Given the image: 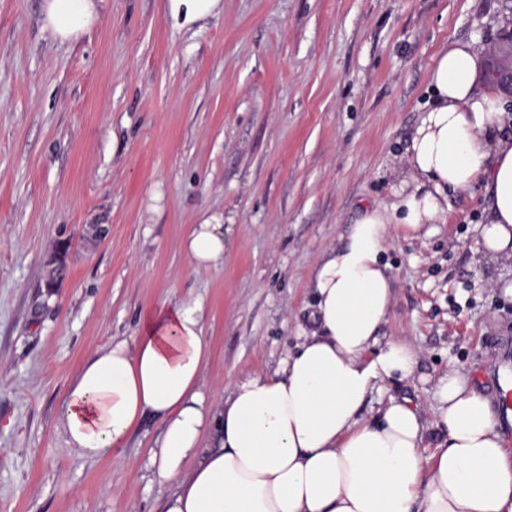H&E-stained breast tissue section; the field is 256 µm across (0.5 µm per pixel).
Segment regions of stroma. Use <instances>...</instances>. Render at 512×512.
<instances>
[{"instance_id": "35a3bbf8", "label": "stroma", "mask_w": 512, "mask_h": 512, "mask_svg": "<svg viewBox=\"0 0 512 512\" xmlns=\"http://www.w3.org/2000/svg\"><path fill=\"white\" fill-rule=\"evenodd\" d=\"M512 29V0H224L175 29L166 0H105L58 43L41 0H0V512H163L145 467L151 420L121 457H77L56 429L87 356L141 313L200 299L210 399L274 373L314 327V264L367 204L396 201L405 148L448 42ZM481 191L448 221L397 231L381 341L411 344L415 374L368 396L416 405L436 447L448 371L485 394L512 299L477 244ZM224 226V265L194 270L193 225Z\"/></svg>"}]
</instances>
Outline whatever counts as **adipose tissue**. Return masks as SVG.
Listing matches in <instances>:
<instances>
[{
  "label": "adipose tissue",
  "mask_w": 512,
  "mask_h": 512,
  "mask_svg": "<svg viewBox=\"0 0 512 512\" xmlns=\"http://www.w3.org/2000/svg\"><path fill=\"white\" fill-rule=\"evenodd\" d=\"M103 0H42L45 29L62 44L100 18ZM224 0H167L184 29L220 14ZM480 49L453 41L430 71L432 101L406 148L412 187L396 202L362 207L348 234L314 267V330L273 374L237 379L209 400L200 300L147 310L132 338L92 351L64 393L57 429L78 456L119 454L146 420L161 437L147 464L168 489L164 512H512V448L490 399L468 377L438 384L435 453L410 399L374 420L361 411L388 379L412 376L409 344L381 342L394 298L381 260L395 229L448 221L449 193L481 188L479 245L512 258V127L507 97L479 83ZM194 269L224 264V226L205 219L185 242Z\"/></svg>",
  "instance_id": "ef3b65f1"
}]
</instances>
